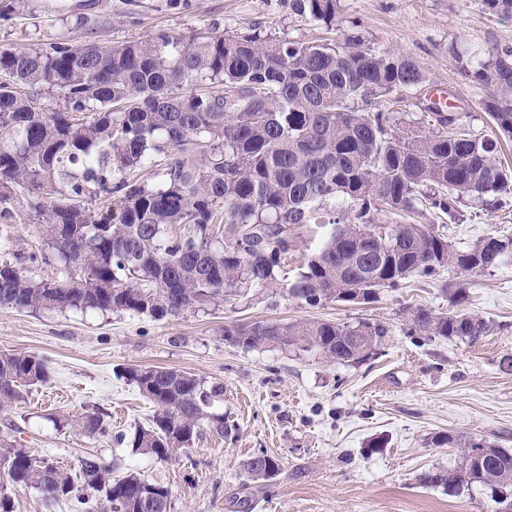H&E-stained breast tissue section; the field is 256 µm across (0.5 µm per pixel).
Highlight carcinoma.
Wrapping results in <instances>:
<instances>
[{
  "label": "carcinoma",
  "mask_w": 512,
  "mask_h": 512,
  "mask_svg": "<svg viewBox=\"0 0 512 512\" xmlns=\"http://www.w3.org/2000/svg\"><path fill=\"white\" fill-rule=\"evenodd\" d=\"M480 3L512 15V0ZM292 7L330 27L338 0H292ZM471 66L486 91L483 109L512 136V48ZM425 83L413 57L358 36L299 42L255 29L185 40L162 32L115 45L1 48L0 221L21 207L44 247L9 254V237L0 240V308L158 319L205 310L276 282L310 224L332 229L288 292L311 308L371 304L445 265L464 275L498 267L512 254V237L489 234L459 250L426 224L376 232L381 212L408 216L423 208L453 217L464 197L484 205L512 189L498 141L458 124L434 101L426 109L441 130L432 135L372 111ZM45 96L56 107L42 104ZM147 169L157 181L143 178ZM101 197L107 206L90 209ZM45 266L53 275L37 274ZM443 293L447 311L410 310L409 335L474 344L494 331L465 307L463 284ZM388 333L371 319L258 321L224 326V341L353 365L375 357ZM124 377L155 408L148 426L120 438L132 453L178 462L204 425L224 433V419L212 413L224 384L161 367H131ZM49 379L45 359L1 351L0 410ZM62 426L88 438L111 435L99 410L70 415ZM433 443L458 449L457 461L423 474L424 485L450 493L477 488L512 512V451L468 433L440 434ZM243 469L265 482L281 464L262 452ZM16 487L66 501L73 512H171L164 485L134 472L114 478L91 453L73 474L1 433L0 512H13L7 490Z\"/></svg>",
  "instance_id": "carcinoma-1"
}]
</instances>
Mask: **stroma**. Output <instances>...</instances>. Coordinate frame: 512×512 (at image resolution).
Segmentation results:
<instances>
[{"label": "stroma", "mask_w": 512, "mask_h": 512, "mask_svg": "<svg viewBox=\"0 0 512 512\" xmlns=\"http://www.w3.org/2000/svg\"><path fill=\"white\" fill-rule=\"evenodd\" d=\"M261 28L300 42L362 37L377 49L409 53L428 76V93L445 91L460 123L494 135L481 102L484 87L464 67L473 52L512 47V16L485 12L478 0H340L335 30L297 14L290 0H0V46L60 39L102 44L147 40L161 32L184 37ZM414 223L433 225L458 249L494 234L512 237V191L492 204L463 199L455 218L425 211ZM327 227L303 231L277 285L205 311L157 319L119 312L18 311L0 308V351L47 360L50 381L25 402L0 412V431L76 470L93 453L115 474L140 473L171 492V512H494L479 490L451 494L423 486L421 475L452 464L454 451L431 438L467 432L512 449V255L467 278L468 308L495 331L478 343L409 336L407 310H446L451 266L411 278L378 302L309 308L289 295L300 267ZM369 318L389 327L380 353L338 365L279 349L244 350L224 340L230 323L302 319L352 323ZM176 369L224 385L225 434L203 429L189 460L159 463L119 441L148 424L154 407L123 376L130 367ZM106 412L111 439L58 429L55 419L85 410ZM382 446L372 455L370 442ZM265 452L281 463L266 482L243 470Z\"/></svg>", "instance_id": "stroma-1"}]
</instances>
